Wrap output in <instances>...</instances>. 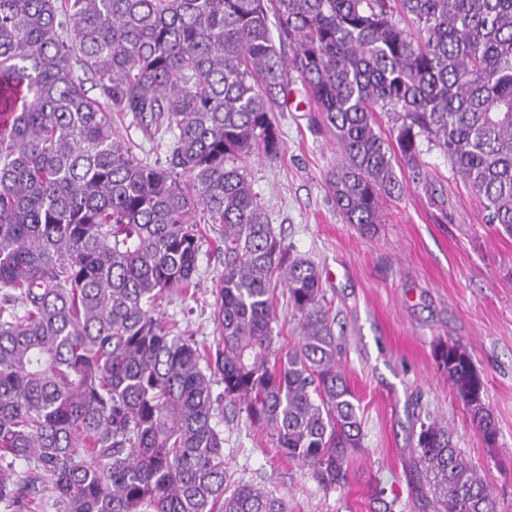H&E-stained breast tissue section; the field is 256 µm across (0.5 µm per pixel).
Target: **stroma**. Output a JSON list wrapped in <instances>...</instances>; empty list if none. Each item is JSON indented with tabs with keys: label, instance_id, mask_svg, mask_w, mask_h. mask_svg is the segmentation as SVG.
<instances>
[{
	"label": "stroma",
	"instance_id": "35a3bbf8",
	"mask_svg": "<svg viewBox=\"0 0 512 512\" xmlns=\"http://www.w3.org/2000/svg\"><path fill=\"white\" fill-rule=\"evenodd\" d=\"M277 113L278 160L252 159L254 189L291 253L320 270L342 346V368L360 405L362 449L341 489L323 491L310 467L284 459L268 433L225 409L224 458L235 476L265 482L292 512H377V491L394 512H433L416 475L421 421L447 419L454 440L488 482L498 512H512V236L485 223L478 199L436 148L423 146L427 183L383 202V222L363 233L344 222L328 192L336 162L299 81ZM197 286L173 294L166 317L198 344H214V285L224 269L220 227H201ZM464 346L484 383L497 425L487 445L438 366L436 348Z\"/></svg>",
	"mask_w": 512,
	"mask_h": 512
}]
</instances>
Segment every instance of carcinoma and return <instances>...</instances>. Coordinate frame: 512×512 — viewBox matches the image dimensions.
I'll list each match as a JSON object with an SVG mask.
<instances>
[{"instance_id": "1", "label": "carcinoma", "mask_w": 512, "mask_h": 512, "mask_svg": "<svg viewBox=\"0 0 512 512\" xmlns=\"http://www.w3.org/2000/svg\"><path fill=\"white\" fill-rule=\"evenodd\" d=\"M293 77L334 138L346 223L375 230L396 166L423 179L427 142L512 235V0H0L3 512H290L230 481L225 401L324 490L348 483L361 422L320 272L283 245L246 169L279 158ZM114 112L165 164L118 140ZM202 210L224 227L213 352L161 312L196 285ZM274 281L298 316L285 357ZM436 359L494 444L469 353ZM417 447L434 512H497L447 421L422 422Z\"/></svg>"}]
</instances>
